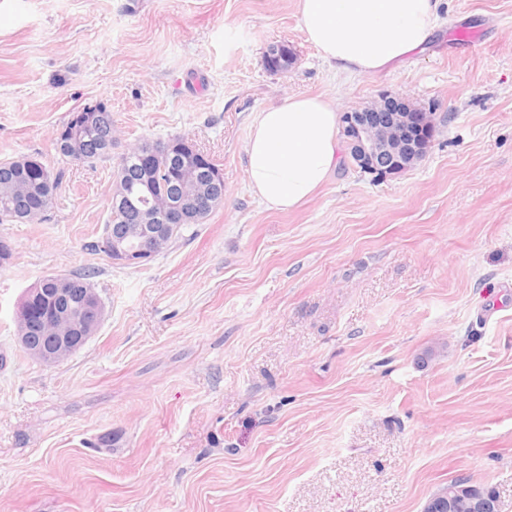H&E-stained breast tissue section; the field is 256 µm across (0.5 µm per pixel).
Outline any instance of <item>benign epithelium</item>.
<instances>
[{
    "mask_svg": "<svg viewBox=\"0 0 512 512\" xmlns=\"http://www.w3.org/2000/svg\"><path fill=\"white\" fill-rule=\"evenodd\" d=\"M402 112L391 114L389 121L375 123L364 112H345L340 117V135L350 148L354 165L366 172L380 152L390 154L395 162L394 173L402 172L404 164L424 158L432 145L436 126L435 113L404 102ZM213 193L192 197L188 202L168 201L160 206L143 208L144 195L120 190L112 195V208L136 216L137 225L107 238L108 257L115 263L135 265L151 260L169 241L168 228L184 223L191 215L221 198L224 177L219 170L207 171ZM54 306L50 321L44 323L49 337L29 349L32 358L44 366H55L80 350L99 327L104 306L96 289L85 290L84 299L77 303L72 289L60 278L51 289ZM497 500L484 488L465 483L457 485L437 499L427 503L426 512H497Z\"/></svg>",
    "mask_w": 512,
    "mask_h": 512,
    "instance_id": "benign-epithelium-1",
    "label": "benign epithelium"
}]
</instances>
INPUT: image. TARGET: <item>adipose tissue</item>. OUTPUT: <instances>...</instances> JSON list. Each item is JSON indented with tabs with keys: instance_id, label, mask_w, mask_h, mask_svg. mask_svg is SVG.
Wrapping results in <instances>:
<instances>
[{
	"instance_id": "obj_1",
	"label": "adipose tissue",
	"mask_w": 512,
	"mask_h": 512,
	"mask_svg": "<svg viewBox=\"0 0 512 512\" xmlns=\"http://www.w3.org/2000/svg\"><path fill=\"white\" fill-rule=\"evenodd\" d=\"M442 0H300V23L321 57L350 75H371L422 48ZM338 112L321 95H296L259 112L246 146L252 194L290 211L307 201L340 161Z\"/></svg>"
}]
</instances>
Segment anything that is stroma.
<instances>
[{
    "mask_svg": "<svg viewBox=\"0 0 512 512\" xmlns=\"http://www.w3.org/2000/svg\"><path fill=\"white\" fill-rule=\"evenodd\" d=\"M298 2L0 0V162L57 167L101 104L113 154L182 136L224 174L223 205L138 265L89 249L109 161L66 165L46 221L0 224V512H422L456 479L512 512V0H443L423 49L366 76L320 58ZM384 93L437 112L422 161L340 162L288 213L251 194L258 112ZM84 271L104 320L42 367L18 302Z\"/></svg>",
    "mask_w": 512,
    "mask_h": 512,
    "instance_id": "1",
    "label": "stroma"
}]
</instances>
